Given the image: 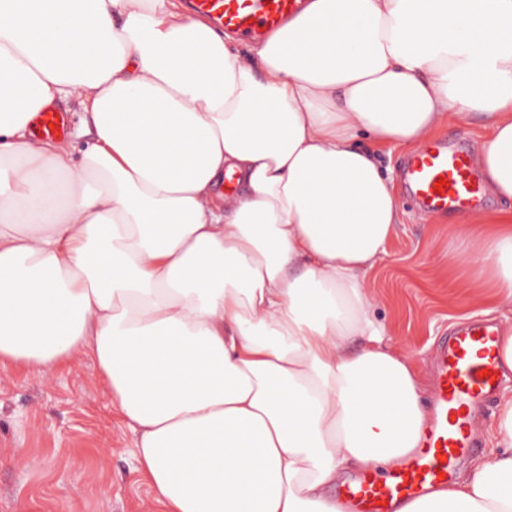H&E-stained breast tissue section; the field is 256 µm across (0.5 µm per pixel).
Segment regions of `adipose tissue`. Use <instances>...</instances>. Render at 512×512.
<instances>
[{
	"instance_id": "obj_1",
	"label": "adipose tissue",
	"mask_w": 512,
	"mask_h": 512,
	"mask_svg": "<svg viewBox=\"0 0 512 512\" xmlns=\"http://www.w3.org/2000/svg\"><path fill=\"white\" fill-rule=\"evenodd\" d=\"M69 99L92 141L31 138ZM471 117L512 198V0H307L246 48L182 0H0V363L89 355L164 512H344L426 422L361 284L399 222L377 154ZM451 261L512 298V215ZM493 437L400 512H512V394Z\"/></svg>"
}]
</instances>
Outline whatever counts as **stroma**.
Instances as JSON below:
<instances>
[{"label":"stroma","instance_id":"35a3bbf8","mask_svg":"<svg viewBox=\"0 0 512 512\" xmlns=\"http://www.w3.org/2000/svg\"><path fill=\"white\" fill-rule=\"evenodd\" d=\"M408 155L380 156L400 222L362 286L390 345L424 376L454 324L481 315L487 291L463 284L448 263L467 216H433L411 202L400 182ZM135 441L89 358L41 372L0 364V512H156Z\"/></svg>","mask_w":512,"mask_h":512}]
</instances>
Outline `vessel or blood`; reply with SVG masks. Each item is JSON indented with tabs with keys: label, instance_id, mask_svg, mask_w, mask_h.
Returning a JSON list of instances; mask_svg holds the SVG:
<instances>
[{
	"label": "vessel or blood",
	"instance_id": "obj_1",
	"mask_svg": "<svg viewBox=\"0 0 512 512\" xmlns=\"http://www.w3.org/2000/svg\"><path fill=\"white\" fill-rule=\"evenodd\" d=\"M194 14L245 40L267 38L300 12L303 0H189ZM402 178L419 207L436 216L478 209L486 187L464 142L437 141L406 159ZM500 330L481 320L468 322L443 341L431 383V420L420 447L388 474L366 472L344 492L350 512H398L408 500L447 486L458 458L474 453V410L498 391Z\"/></svg>",
	"mask_w": 512,
	"mask_h": 512
}]
</instances>
